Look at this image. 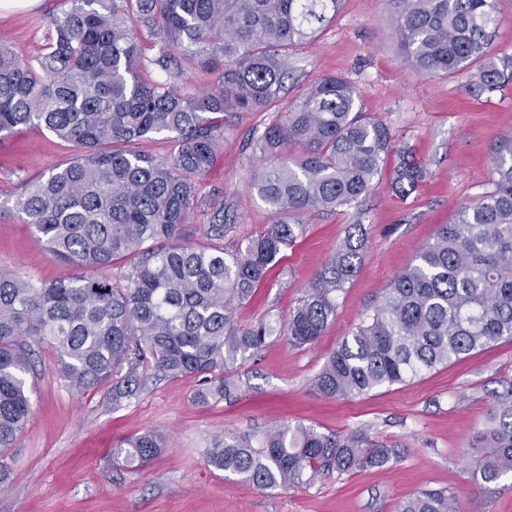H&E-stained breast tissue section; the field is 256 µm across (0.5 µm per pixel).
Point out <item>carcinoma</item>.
Masks as SVG:
<instances>
[{
	"label": "carcinoma",
	"mask_w": 512,
	"mask_h": 512,
	"mask_svg": "<svg viewBox=\"0 0 512 512\" xmlns=\"http://www.w3.org/2000/svg\"><path fill=\"white\" fill-rule=\"evenodd\" d=\"M50 18L42 51L31 61L0 46V135L36 125L77 151L32 185L14 208L62 262L106 270L117 280L78 276L35 284L0 273V449L12 447L29 412L27 375L36 348L48 344L58 371L77 390L111 384L112 402L139 387V369L195 377L198 397L235 389L226 371L256 357L272 336L295 347L317 341L336 315V293L361 263L366 231L352 224L307 294L279 327H240L234 307L249 299L302 231L294 217L348 208L378 185L394 151L390 127L357 107L358 91L342 76L314 84L283 119L267 128L259 150L274 159L251 181L278 219L224 253V204L212 207L206 237L194 245L185 226L197 179L209 173L224 141V115L265 112L278 98L284 56L313 38L341 0H70ZM393 30L405 58L423 75L456 74L479 64L474 87L494 92L512 83V56L490 46L496 0H391ZM141 23L171 71L180 48L219 72L218 84L180 93L142 75L134 22ZM170 133L177 151L157 159L135 142ZM393 188L411 193L424 177L399 150ZM493 189L458 209L398 273L383 299L337 344L314 380L328 398L402 384L424 370L512 339V138L492 161ZM164 447L145 432L112 449L113 459L143 465ZM474 473L485 483L512 474V396L469 442ZM398 452L363 434L338 437L303 424L262 435L226 433L207 450L214 468L261 490L309 484L360 465L381 468ZM400 512H461L447 490H424Z\"/></svg>",
	"instance_id": "cac0c4a2"
}]
</instances>
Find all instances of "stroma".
Wrapping results in <instances>:
<instances>
[{"label":"stroma","mask_w":512,"mask_h":512,"mask_svg":"<svg viewBox=\"0 0 512 512\" xmlns=\"http://www.w3.org/2000/svg\"><path fill=\"white\" fill-rule=\"evenodd\" d=\"M65 7V0H42L33 10H0V45L31 59L50 17ZM474 74L471 68L448 76L418 73L393 33L388 0H343L315 38L292 46L277 102L264 112L225 116L221 151L197 181L203 204L185 227L189 241L204 243L213 198L223 201L232 225L225 252L273 223L270 208L249 184L263 162L255 144L327 75L357 87L359 106L381 117L396 145L410 147L422 163L423 181L412 194H398L391 185L398 162L392 154L379 187L360 206L300 216L302 233L236 307L238 325L287 322L351 224L368 228L361 264L337 294L336 317L325 334L303 347L270 338L256 358L230 369L238 386L233 397L203 403L196 398L197 379L151 374L116 403L104 386L71 389L57 372L55 350L38 348L28 422L12 447L0 451L10 471L0 512H398L409 497L431 488L453 491L464 512H512V476L484 483L468 448L498 396L512 388V340L349 399L325 398L313 386L328 354L381 300L392 278L460 207L491 191V156L512 136V85L481 94L472 86ZM74 155L38 127L0 138V271L37 283L80 275V268L47 250L13 209L33 182ZM285 423L341 436L361 431L396 448L398 457L383 468H357L272 491L209 465L205 450L224 433L259 434ZM147 431L166 440L157 456L134 468L113 462V448Z\"/></svg>","instance_id":"1"}]
</instances>
